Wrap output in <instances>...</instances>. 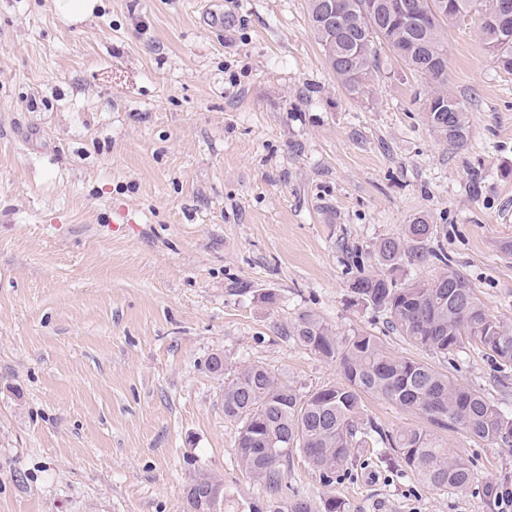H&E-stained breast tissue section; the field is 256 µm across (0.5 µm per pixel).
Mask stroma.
Instances as JSON below:
<instances>
[{
  "instance_id": "stroma-1",
  "label": "stroma",
  "mask_w": 512,
  "mask_h": 512,
  "mask_svg": "<svg viewBox=\"0 0 512 512\" xmlns=\"http://www.w3.org/2000/svg\"><path fill=\"white\" fill-rule=\"evenodd\" d=\"M478 25L446 35L470 122L451 148L422 119L426 84L389 51L367 93L345 90L308 0H101L77 21L53 0H0V512H183L197 469L223 476L226 512L264 505L236 462L224 382L248 363L303 395L341 382L338 362L289 337L305 313L512 413V377L484 349L429 357L349 302L354 274L379 269L376 242L423 215L512 324V74ZM361 419L429 426L370 395ZM440 436L476 484L512 481V447ZM352 462L327 487L293 456L282 499L499 512L422 487L379 449Z\"/></svg>"
}]
</instances>
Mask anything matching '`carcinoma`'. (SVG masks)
<instances>
[{
	"label": "carcinoma",
	"instance_id": "obj_1",
	"mask_svg": "<svg viewBox=\"0 0 512 512\" xmlns=\"http://www.w3.org/2000/svg\"><path fill=\"white\" fill-rule=\"evenodd\" d=\"M336 23L326 22V0H309L312 30L336 79L352 95L367 92L378 72L379 50L429 88L423 103L426 125L443 141L461 146L469 137L466 106L448 90V25L477 13L478 32L498 66L512 73V19L507 28L487 20L484 0H410L407 21L393 8L397 0H334ZM434 225L419 216L402 235L375 245L381 270L359 273L350 299L385 316L392 332L432 356L446 358L475 343L499 368L512 366V326L490 315L472 282L427 242ZM431 262L428 278L399 280L394 272L408 264ZM291 336L309 351L339 359L343 382L302 395L288 380L258 364L242 366L224 384V416L239 422L236 459L240 469L264 486L269 512H347L335 498L324 510L297 495L282 504L283 467L297 452L325 485L348 474L351 449L368 444L393 451L429 489L465 491L474 485L469 464L433 432L406 427L390 433L360 422L362 397L373 395L420 414L436 428H460L469 435L512 447V415L432 365L390 353L377 336L359 334L339 346L336 334L319 317L300 316ZM224 480L198 470L187 486L186 512H200Z\"/></svg>",
	"mask_w": 512,
	"mask_h": 512
}]
</instances>
